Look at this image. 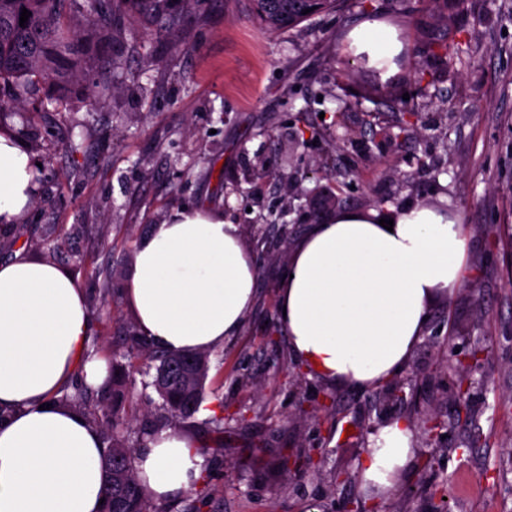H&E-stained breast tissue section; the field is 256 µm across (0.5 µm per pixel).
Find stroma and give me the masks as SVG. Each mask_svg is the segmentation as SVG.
<instances>
[{
	"label": "stroma",
	"mask_w": 512,
	"mask_h": 512,
	"mask_svg": "<svg viewBox=\"0 0 512 512\" xmlns=\"http://www.w3.org/2000/svg\"><path fill=\"white\" fill-rule=\"evenodd\" d=\"M338 2L278 32L248 0H170L165 32L128 13L103 46L124 71L111 99L46 104L24 136L38 195L10 233L94 295L90 347L113 370L135 325L125 290L138 241L179 207L242 226L256 304L211 352L205 397L183 424L215 450L203 512H342L350 500L362 512H512V0H465L447 32L422 0L404 12ZM361 25L391 34L389 65L351 39ZM442 34L461 54L437 53ZM370 84L391 99H364ZM405 100L415 114L403 134ZM264 160L275 175H257ZM407 205L462 224V285L431 306L396 376L403 399L327 386L300 369L279 322L287 250L337 211L388 219ZM457 360L463 398L446 367ZM400 418L415 427V459L393 487L361 488L371 436Z\"/></svg>",
	"instance_id": "35a3bbf8"
}]
</instances>
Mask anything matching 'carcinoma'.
Returning a JSON list of instances; mask_svg holds the SVG:
<instances>
[{
	"label": "carcinoma",
	"instance_id": "1",
	"mask_svg": "<svg viewBox=\"0 0 512 512\" xmlns=\"http://www.w3.org/2000/svg\"><path fill=\"white\" fill-rule=\"evenodd\" d=\"M130 1L155 12L158 23L171 25L167 0H0V119L14 110L31 107L42 90L56 107L68 105L74 87L92 76L85 96L101 104L111 97L119 78V62L99 56L95 45L106 34L121 31L124 5ZM268 31L295 27L310 17L336 8V0H250ZM31 12L19 24L22 9ZM312 9L306 14L304 10ZM128 355L155 363L151 386L162 399L159 420H184L196 413L205 393L209 355L205 352L172 356L156 350L132 331L124 337ZM125 377L114 375L100 388V404L88 416L108 442L103 512H166L150 500L137 480L135 449L118 437L124 425L117 400L124 395ZM89 387L78 386L61 401L87 412Z\"/></svg>",
	"mask_w": 512,
	"mask_h": 512
}]
</instances>
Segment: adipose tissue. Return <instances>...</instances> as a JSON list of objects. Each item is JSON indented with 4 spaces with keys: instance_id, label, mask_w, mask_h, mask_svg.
I'll return each instance as SVG.
<instances>
[{
    "instance_id": "obj_1",
    "label": "adipose tissue",
    "mask_w": 512,
    "mask_h": 512,
    "mask_svg": "<svg viewBox=\"0 0 512 512\" xmlns=\"http://www.w3.org/2000/svg\"><path fill=\"white\" fill-rule=\"evenodd\" d=\"M35 203L31 154L0 132V224ZM461 224L408 206L392 229L338 212L312 225L288 255L279 287L290 351L325 383L375 388L410 361L430 306L462 284ZM258 268L240 225L207 210H174L136 246L128 288L136 328L173 354L208 352L238 336L256 301ZM84 288L50 259L16 252L0 263V512H101L106 443L63 386L83 373L106 377L90 356ZM196 442L170 427L147 435L135 455L144 492L162 503L201 482ZM416 450L409 424L384 426L359 473L392 487Z\"/></svg>"
}]
</instances>
